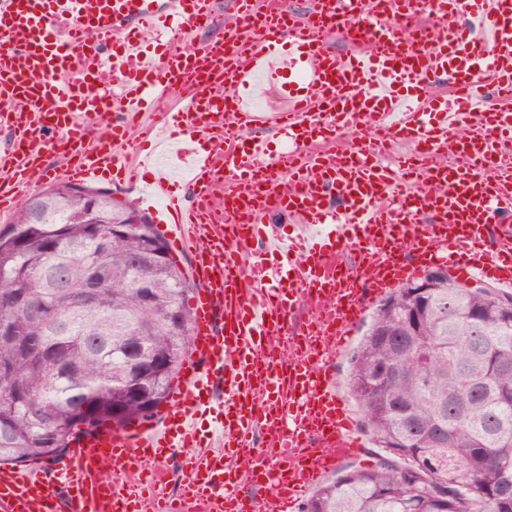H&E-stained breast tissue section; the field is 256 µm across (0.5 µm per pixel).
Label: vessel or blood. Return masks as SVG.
<instances>
[{"label":"vessel or blood","instance_id":"obj_1","mask_svg":"<svg viewBox=\"0 0 512 512\" xmlns=\"http://www.w3.org/2000/svg\"><path fill=\"white\" fill-rule=\"evenodd\" d=\"M171 19L190 31L213 16L203 0H0V196L46 176L45 146L68 156L64 179L116 169L134 184L119 149L133 132L159 141L146 157L150 194L166 201L159 230L190 250L198 285L192 353L166 410L78 437L51 464L0 467V512H288L360 451L333 366L369 305L437 262L512 288V0H312L303 17L281 0H233L226 34L201 49L151 51L130 30ZM335 33L349 53L331 48ZM437 68L453 75L440 101ZM261 81L281 109L251 105ZM486 82L499 106L481 108ZM156 86L177 106L158 107ZM361 123L377 143L344 142ZM264 125L292 150L250 136ZM397 139L415 152L378 162ZM278 212L299 218L295 237L267 221ZM210 435L217 448H202ZM172 458L185 475L174 500ZM243 476L262 500L238 496Z\"/></svg>","mask_w":512,"mask_h":512}]
</instances>
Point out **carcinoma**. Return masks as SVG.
Returning a JSON list of instances; mask_svg holds the SVG:
<instances>
[{
  "label": "carcinoma",
  "mask_w": 512,
  "mask_h": 512,
  "mask_svg": "<svg viewBox=\"0 0 512 512\" xmlns=\"http://www.w3.org/2000/svg\"><path fill=\"white\" fill-rule=\"evenodd\" d=\"M70 189L45 190L37 221L25 201L0 225V299L18 301L0 335V465L53 460L76 433L153 418L191 349V288L166 239L144 224L164 252L147 263L144 236L114 232L134 207L85 187L90 224ZM351 364L380 451L304 512H512L511 295L454 277L424 297L397 288Z\"/></svg>",
  "instance_id": "obj_1"
}]
</instances>
